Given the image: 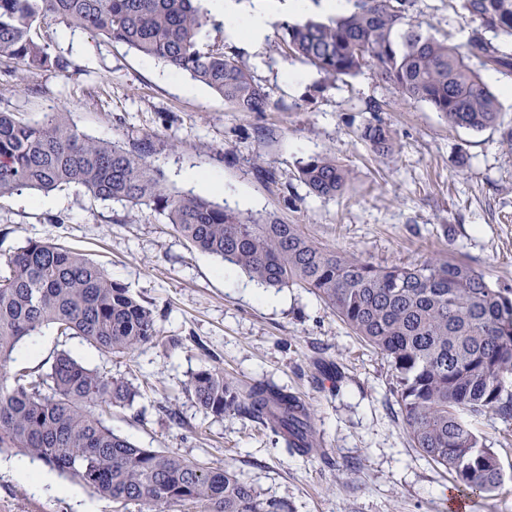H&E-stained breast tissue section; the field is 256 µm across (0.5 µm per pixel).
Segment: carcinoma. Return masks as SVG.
<instances>
[{
    "label": "carcinoma",
    "mask_w": 512,
    "mask_h": 512,
    "mask_svg": "<svg viewBox=\"0 0 512 512\" xmlns=\"http://www.w3.org/2000/svg\"><path fill=\"white\" fill-rule=\"evenodd\" d=\"M346 12L280 25L281 52L324 75L325 87L368 70L402 99L424 102L452 128L496 127L512 145V121L470 67L473 58L512 74V0H458L476 23L464 47L414 20L417 0H347ZM53 14L69 25L127 45L207 85L236 112H265L268 95L234 53L204 48L199 34L218 27L198 0H0V64L66 74L70 60L38 34ZM494 37L489 38L486 33ZM359 138L379 154L395 148L377 113ZM151 141L129 146L93 139L68 112L31 122L0 111V197L80 185L94 198L145 206L165 216L189 244L272 288L317 294L348 327L387 359L407 433L422 455L474 493L504 482L496 452L471 419L512 422V290L489 286L466 261L435 255L416 264L379 266L329 249L298 224L253 219L206 197L170 192L148 161ZM299 180L320 197L348 185L330 153L309 157ZM0 273V453L16 452L74 479L102 498L140 512L179 503L202 512H287L262 502L233 470L156 448H139L112 431L104 412L130 407L140 392L60 351L49 372L13 371L12 354L48 325L79 336L102 355L133 352L158 339L155 310L100 265L48 240H31L6 257ZM185 392L216 417L244 415L281 438L288 451L312 450L311 411L270 381L240 384L213 365L192 374Z\"/></svg>",
    "instance_id": "obj_1"
}]
</instances>
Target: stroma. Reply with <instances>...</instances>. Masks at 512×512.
Returning <instances> with one entry per match:
<instances>
[{"label": "stroma", "instance_id": "obj_1", "mask_svg": "<svg viewBox=\"0 0 512 512\" xmlns=\"http://www.w3.org/2000/svg\"><path fill=\"white\" fill-rule=\"evenodd\" d=\"M456 0H419L424 25L465 43L469 25ZM275 13L261 45L206 27L202 44L239 54L270 95L264 112H236L205 85L169 78L162 62L104 36L46 15L41 32L73 63L69 75L0 65V109L31 121L70 113L85 134L125 144L150 137L151 163L176 194L210 200L256 217L301 225L315 241L373 264L418 263L441 254L481 270L492 288H512V147L494 128L454 129L421 102L401 101L391 84L364 73L325 90L312 66L283 56ZM292 70L304 72L299 84ZM381 104L397 147L375 153L358 136ZM332 153L349 170V189L335 198L309 194L300 163ZM219 176L223 192L184 174ZM31 199L28 207L19 198ZM47 239L86 255L115 282L157 310L160 342L103 356L80 338L44 329L36 350L20 345L13 368L48 371L69 351L89 367L138 387L133 409L114 410L115 433L141 448H160L240 474L260 500L291 512H448L451 474L414 448L394 392L393 369L314 293L268 288L193 249L149 208L127 209L82 188L0 197V257ZM178 345H170V338ZM220 365L249 383L268 380L312 412L313 450L291 454L262 424L218 418L183 390L192 373ZM497 452L504 482L474 495L475 512H512V425L475 420ZM73 497L36 491L0 472V512H137L73 484Z\"/></svg>", "mask_w": 512, "mask_h": 512}]
</instances>
